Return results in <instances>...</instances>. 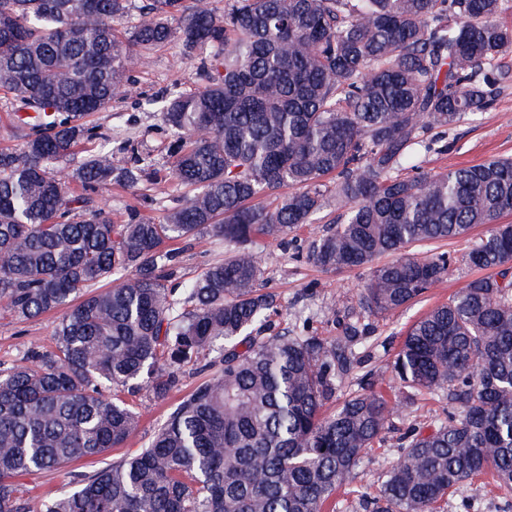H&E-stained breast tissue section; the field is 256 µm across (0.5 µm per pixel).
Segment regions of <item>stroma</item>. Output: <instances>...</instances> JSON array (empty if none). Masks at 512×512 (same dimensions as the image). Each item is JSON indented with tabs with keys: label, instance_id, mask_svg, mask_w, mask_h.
Masks as SVG:
<instances>
[{
	"label": "stroma",
	"instance_id": "obj_1",
	"mask_svg": "<svg viewBox=\"0 0 512 512\" xmlns=\"http://www.w3.org/2000/svg\"><path fill=\"white\" fill-rule=\"evenodd\" d=\"M132 81L131 94L116 100L109 110L95 116L99 136L93 146L126 161L143 159L155 175L133 189L115 186L102 190L97 200L118 218L125 216L131 208L142 217L157 218L173 206L178 192L165 178L170 138L149 102L173 90H196L202 79L196 64L185 58L181 45L170 43L154 52L148 68L133 72ZM428 137L433 142L431 150L420 152L417 158L424 172L511 157L512 80L501 88L491 109L476 119L460 122L445 134L430 131ZM338 214L335 205H328L320 212L316 223L303 225L289 233L284 244L262 237L255 239L253 249L261 258L260 283L277 296V306L269 312L267 321L276 332H295L306 322L314 333L327 339L342 335L352 324L366 327L378 345L365 362L354 369L353 375L359 378L369 373L374 379L387 380L392 376L391 364L408 328L433 307L446 302L449 295L468 281L479 277V270L468 266L464 257L482 231L477 228L468 236L448 241L446 249L454 259L450 272L424 294L398 311L369 316L361 313L359 305L360 286L367 275L366 270L326 272L308 259L312 241L330 230ZM178 248L179 255L170 279L174 288L181 287L209 264L225 257L223 242L209 236L179 243ZM58 317V312L53 311L22 323L0 309V366H11L33 344L53 349L52 331ZM198 381V375L185 373L178 386L162 401L149 393H141L134 404L140 418L139 427L124 448L114 449L102 458L80 459L58 471L28 475L23 479L26 497L32 505H41L45 498L70 482L73 474L96 470L104 463L142 448L167 412ZM446 405V400L435 396L417 399L409 407L396 405L381 445L370 451L354 470L348 483L337 492L328 512H362L357 496L363 491H379L386 472L399 457L398 437L410 424H429ZM466 497L473 499L475 512H512V506H505L499 491L486 476L450 497L442 505L443 512H464L462 500Z\"/></svg>",
	"mask_w": 512,
	"mask_h": 512
}]
</instances>
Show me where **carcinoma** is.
<instances>
[{
    "label": "carcinoma",
    "mask_w": 512,
    "mask_h": 512,
    "mask_svg": "<svg viewBox=\"0 0 512 512\" xmlns=\"http://www.w3.org/2000/svg\"><path fill=\"white\" fill-rule=\"evenodd\" d=\"M504 0H0V92L15 147L0 149V308L62 312L55 349L0 368V512H323L390 417L385 393L344 388L354 328L271 334L254 239L282 240L330 197L344 209L311 243L326 271L371 268L361 310L394 312L450 272L421 245L485 231L466 262L486 274L416 321L387 388L443 394L410 428L371 512H439L482 475L512 494V157L402 175L425 134L492 107L512 55ZM133 18L128 31L116 27ZM178 41L205 84L162 100L161 219L118 224L94 194L148 166L81 151L88 118L128 93L152 51ZM77 161L63 175L61 161ZM336 176L334 185L328 179ZM289 191H284V188ZM207 234L227 257L168 286L167 240ZM392 259L377 264L382 256ZM108 281L110 287L100 283ZM203 379L144 447L32 507L20 479L124 446L133 398Z\"/></svg>",
    "instance_id": "obj_1"
}]
</instances>
